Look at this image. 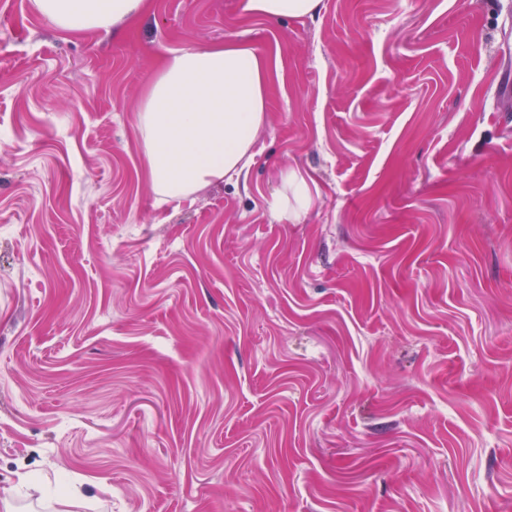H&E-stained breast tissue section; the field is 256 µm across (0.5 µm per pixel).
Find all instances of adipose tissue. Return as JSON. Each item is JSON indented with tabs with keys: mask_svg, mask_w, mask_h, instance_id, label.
Listing matches in <instances>:
<instances>
[{
	"mask_svg": "<svg viewBox=\"0 0 512 512\" xmlns=\"http://www.w3.org/2000/svg\"><path fill=\"white\" fill-rule=\"evenodd\" d=\"M65 33L94 31L113 38L149 11L152 0H32ZM323 0H242L250 17L313 18ZM271 63L243 42L169 50L146 82L136 126L154 194L182 201L250 166L267 122Z\"/></svg>",
	"mask_w": 512,
	"mask_h": 512,
	"instance_id": "1",
	"label": "adipose tissue"
}]
</instances>
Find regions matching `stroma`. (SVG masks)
<instances>
[{
	"mask_svg": "<svg viewBox=\"0 0 512 512\" xmlns=\"http://www.w3.org/2000/svg\"><path fill=\"white\" fill-rule=\"evenodd\" d=\"M268 54L240 179L159 202L166 50ZM312 204L277 212L282 173ZM88 512H512V0H0V489ZM34 9L65 33L87 31L119 37L125 26L152 8V0H32ZM323 8V0H242V13L268 19L292 17L314 18ZM22 489L26 490V496H31L30 491H34L39 493L41 497H46L49 494H54L56 498V502L63 507H71V506H84V504L77 500L75 494L73 495H63L58 494L54 490H51L49 487H45L44 485L30 482V479H22L19 484L11 489L5 490L4 494H0V509L3 512H16L20 511L17 505L19 498L21 497Z\"/></svg>",
	"mask_w": 512,
	"mask_h": 512,
	"instance_id": "35a3bbf8",
	"label": "stroma"
}]
</instances>
